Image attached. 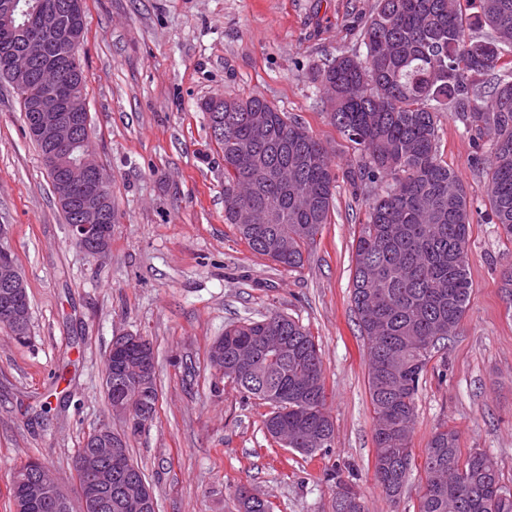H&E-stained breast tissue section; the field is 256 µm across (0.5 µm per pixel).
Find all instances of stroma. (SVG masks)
I'll use <instances>...</instances> for the list:
<instances>
[{
	"label": "stroma",
	"instance_id": "obj_1",
	"mask_svg": "<svg viewBox=\"0 0 512 512\" xmlns=\"http://www.w3.org/2000/svg\"><path fill=\"white\" fill-rule=\"evenodd\" d=\"M374 0H84L80 51L92 148L112 178L118 221L107 256L77 247L55 200L19 100L0 79V224L26 287L30 338L0 328V512H15L12 477L40 459L76 495L77 451L109 425L102 388L114 336L147 338L159 401L129 440L160 512H236L244 485L274 512H333L331 473L356 485L368 512H418L424 474L400 500L374 478V413L365 340L349 299L364 186L358 152L331 123L312 66L359 48ZM259 94L324 142L335 162L334 207L302 268L254 253L224 221V155L198 104ZM443 159L472 204V295L455 334L428 363L411 448L455 427L463 451L493 457L512 487V316L501 278L512 241L486 213L487 174L473 163L488 136L439 118ZM278 312L310 329L322 352L331 448L306 457L267 437L262 401L210 366L225 323Z\"/></svg>",
	"mask_w": 512,
	"mask_h": 512
}]
</instances>
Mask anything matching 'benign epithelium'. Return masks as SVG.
Here are the masks:
<instances>
[{
    "label": "benign epithelium",
    "mask_w": 512,
    "mask_h": 512,
    "mask_svg": "<svg viewBox=\"0 0 512 512\" xmlns=\"http://www.w3.org/2000/svg\"><path fill=\"white\" fill-rule=\"evenodd\" d=\"M79 5V0L65 4L34 5L32 20L16 24L19 0H0V19L13 26L14 39L0 52L8 62L17 85L21 88L35 75L38 68L48 69L51 61L44 54L45 42L62 32L72 40L81 39L76 29L64 30L63 13ZM27 130L43 146L42 161L51 174L56 201L61 208L74 213L70 225L76 245L92 255L104 256L112 246V182L88 149L89 113L83 94L77 90L65 96L46 86L34 99L27 118ZM6 225H0V319L12 326L20 336L30 324V305L22 276L4 246ZM123 348L139 352V361L129 363L125 376L145 386L149 383V343L142 337L125 334L114 337L106 355ZM129 467L120 436L110 426L95 435L92 451L77 463L80 472L90 471L94 478L78 484L81 512H100L112 494V480ZM34 475L25 481L19 510L46 509L69 505V497L53 480L42 463L33 462ZM153 491L144 482L131 484L122 499L125 512H148Z\"/></svg>",
    "instance_id": "1"
}]
</instances>
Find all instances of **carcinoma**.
Returning <instances> with one entry per match:
<instances>
[{
  "label": "carcinoma",
  "instance_id": "cac0c4a2",
  "mask_svg": "<svg viewBox=\"0 0 512 512\" xmlns=\"http://www.w3.org/2000/svg\"><path fill=\"white\" fill-rule=\"evenodd\" d=\"M488 28L489 35L478 31ZM361 41L365 56L342 51L313 69L328 89L330 118L359 151L351 181L370 188L366 220L355 245L350 301L366 338L367 384L375 414L374 476L393 501L400 498L415 459L410 448L420 379L440 342L458 328L469 305L470 203L460 175L440 156L439 116L453 112L468 126L494 133L488 164L489 220L512 239V74L494 75L501 48L512 45V0H375ZM81 43L52 39L48 53L59 92L84 89ZM490 90V103L483 101ZM224 223L236 226L250 249L290 270L305 263L308 247L328 223L334 201V161L328 147L301 123L259 94L224 97ZM276 211L274 224H242L240 208ZM288 237V251L272 240ZM280 336L285 352L270 356L264 337ZM224 367L249 349L255 368L236 381L248 397L271 406L263 428L276 442L311 455L331 446L321 354L314 336L277 312L224 326ZM134 409L123 438L145 429L156 413L157 381L147 387L121 381L117 361L105 365ZM459 432L438 428L420 468L418 512H512V488L497 461L462 454ZM112 485L102 512H122L128 477L145 480L137 464ZM237 512H272L244 486L235 489ZM365 512L355 487L336 480L334 501Z\"/></svg>",
  "mask_w": 512,
  "mask_h": 512
}]
</instances>
